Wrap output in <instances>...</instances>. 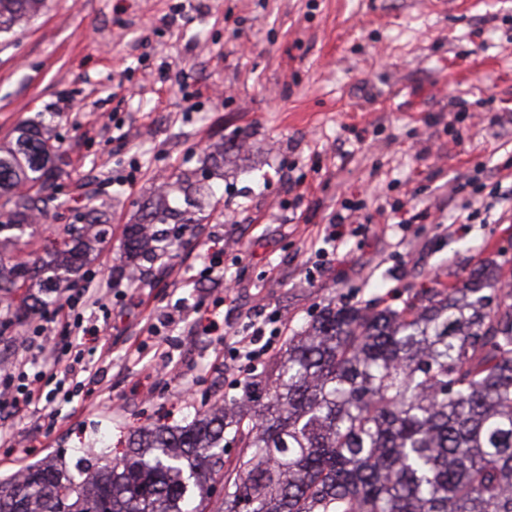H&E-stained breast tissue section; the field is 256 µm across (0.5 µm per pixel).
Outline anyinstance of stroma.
<instances>
[{
  "label": "stroma",
  "mask_w": 512,
  "mask_h": 512,
  "mask_svg": "<svg viewBox=\"0 0 512 512\" xmlns=\"http://www.w3.org/2000/svg\"><path fill=\"white\" fill-rule=\"evenodd\" d=\"M29 119L61 148V203L12 257L42 256L96 197L108 237L75 288L104 296L82 309L96 335L51 327L61 362L89 367L53 426L0 409V478L105 464L138 428L237 395L255 372L221 333L260 321L281 348L327 305L512 271V0H47L0 35V142ZM218 143L199 226L128 300L125 225ZM346 205L367 221L336 251Z\"/></svg>",
  "instance_id": "1"
}]
</instances>
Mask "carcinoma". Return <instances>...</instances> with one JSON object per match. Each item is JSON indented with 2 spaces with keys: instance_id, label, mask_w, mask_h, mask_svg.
<instances>
[{
  "instance_id": "obj_1",
  "label": "carcinoma",
  "mask_w": 512,
  "mask_h": 512,
  "mask_svg": "<svg viewBox=\"0 0 512 512\" xmlns=\"http://www.w3.org/2000/svg\"><path fill=\"white\" fill-rule=\"evenodd\" d=\"M45 0H0V34ZM59 146L35 124L0 144V293L52 301L103 241L89 207L50 260L7 257L57 200ZM189 172L127 224L122 249L174 254L200 208ZM238 445L224 461L226 442ZM219 476L224 498L212 500ZM0 512H512V289L500 268L422 287L399 308L325 307L257 382L177 426L148 427L95 469L48 463L0 482Z\"/></svg>"
}]
</instances>
